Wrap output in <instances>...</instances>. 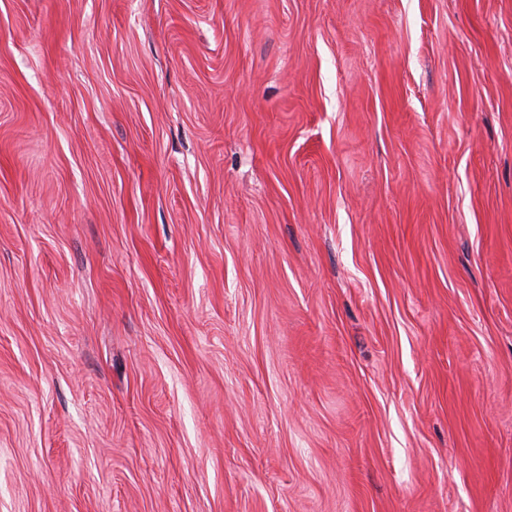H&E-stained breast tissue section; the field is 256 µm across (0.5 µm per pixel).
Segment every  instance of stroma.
I'll return each mask as SVG.
<instances>
[{
  "label": "stroma",
  "instance_id": "1",
  "mask_svg": "<svg viewBox=\"0 0 512 512\" xmlns=\"http://www.w3.org/2000/svg\"><path fill=\"white\" fill-rule=\"evenodd\" d=\"M0 512H512V0H0Z\"/></svg>",
  "mask_w": 512,
  "mask_h": 512
}]
</instances>
